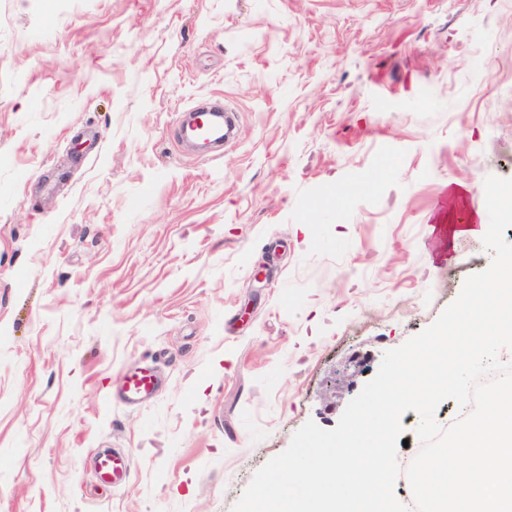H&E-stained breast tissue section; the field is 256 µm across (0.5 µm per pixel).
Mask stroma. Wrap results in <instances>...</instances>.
Listing matches in <instances>:
<instances>
[{"label": "stroma", "instance_id": "stroma-1", "mask_svg": "<svg viewBox=\"0 0 512 512\" xmlns=\"http://www.w3.org/2000/svg\"><path fill=\"white\" fill-rule=\"evenodd\" d=\"M490 175L512 0H0V512H233L490 265ZM207 112L201 117V125L193 128L197 138L221 144L228 138V125L226 113L219 104L206 107ZM159 380L152 366L144 364L129 370L120 390L126 405H138L158 390ZM94 471L99 481L119 486L129 478L131 463L128 457L119 453L103 454L97 457Z\"/></svg>", "mask_w": 512, "mask_h": 512}]
</instances>
